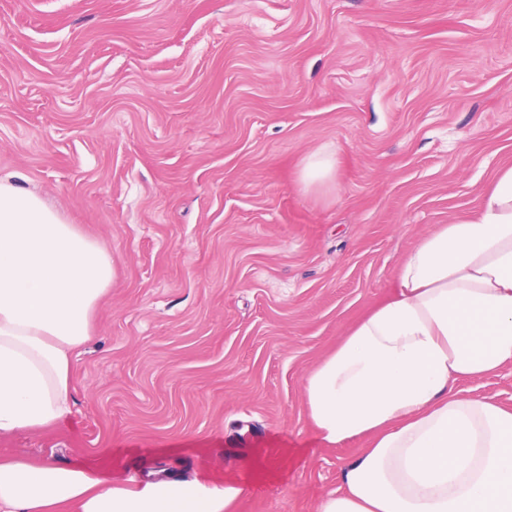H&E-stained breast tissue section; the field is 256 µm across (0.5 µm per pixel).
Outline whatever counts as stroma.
Wrapping results in <instances>:
<instances>
[{"mask_svg": "<svg viewBox=\"0 0 512 512\" xmlns=\"http://www.w3.org/2000/svg\"><path fill=\"white\" fill-rule=\"evenodd\" d=\"M508 165L512 0H0V178L115 269L69 420L0 458L220 481L281 448L233 512H317L369 442L315 441L307 375ZM336 159L333 154L316 151L302 160L300 180L306 189L319 188L333 181Z\"/></svg>", "mask_w": 512, "mask_h": 512, "instance_id": "1", "label": "stroma"}]
</instances>
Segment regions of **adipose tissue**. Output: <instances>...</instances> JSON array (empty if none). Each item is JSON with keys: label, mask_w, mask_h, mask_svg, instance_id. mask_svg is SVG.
<instances>
[{"label": "adipose tissue", "mask_w": 512, "mask_h": 512, "mask_svg": "<svg viewBox=\"0 0 512 512\" xmlns=\"http://www.w3.org/2000/svg\"><path fill=\"white\" fill-rule=\"evenodd\" d=\"M111 252L0 180V436L72 412L70 358L112 284ZM512 366V166L475 215L424 236L389 298L308 375L320 440H371L318 512H512V410L459 384ZM249 481H145L0 459V512H230Z\"/></svg>", "instance_id": "ef3b65f1"}]
</instances>
